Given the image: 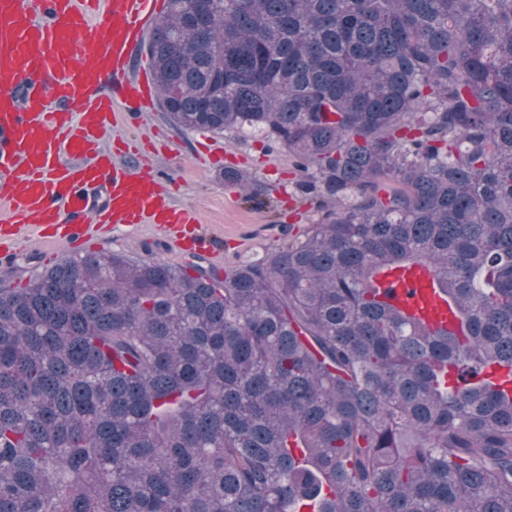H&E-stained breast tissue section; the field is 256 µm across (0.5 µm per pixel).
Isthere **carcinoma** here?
<instances>
[{
	"mask_svg": "<svg viewBox=\"0 0 512 512\" xmlns=\"http://www.w3.org/2000/svg\"><path fill=\"white\" fill-rule=\"evenodd\" d=\"M179 130L352 201L218 277L117 251L0 288V512H512V0H167ZM426 271L437 329L380 277Z\"/></svg>",
	"mask_w": 512,
	"mask_h": 512,
	"instance_id": "obj_1",
	"label": "carcinoma"
}]
</instances>
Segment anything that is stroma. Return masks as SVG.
I'll list each match as a JSON object with an SVG mask.
<instances>
[{"label": "stroma", "instance_id": "stroma-1", "mask_svg": "<svg viewBox=\"0 0 512 512\" xmlns=\"http://www.w3.org/2000/svg\"><path fill=\"white\" fill-rule=\"evenodd\" d=\"M114 133L137 149L133 165L151 166L173 192L175 203L195 213L215 245L223 249L225 268L288 245L292 237L304 234L336 207L332 201L321 206L298 195L299 173L287 150L235 131L176 130L162 103H155L153 111L125 118ZM228 168L254 177L261 193L244 198L239 187L225 181ZM99 248H119L147 262H184L163 245L158 232L148 229L119 246L113 243L110 230H102ZM53 263L37 245L26 246L13 265L0 267V288L21 287Z\"/></svg>", "mask_w": 512, "mask_h": 512}]
</instances>
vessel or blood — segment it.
<instances>
[{
    "mask_svg": "<svg viewBox=\"0 0 512 512\" xmlns=\"http://www.w3.org/2000/svg\"><path fill=\"white\" fill-rule=\"evenodd\" d=\"M163 0H0V261L33 241L62 255L119 233L161 230L186 254L215 256L193 212L112 149L119 117L151 111L155 94L133 55ZM395 306L447 320L425 274L386 277Z\"/></svg>",
    "mask_w": 512,
    "mask_h": 512,
    "instance_id": "1",
    "label": "vessel or blood"
}]
</instances>
